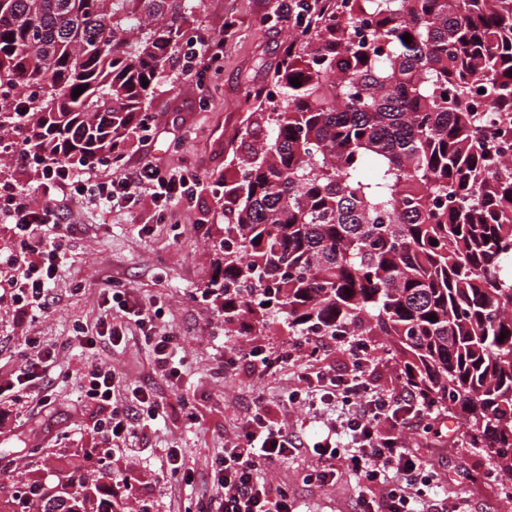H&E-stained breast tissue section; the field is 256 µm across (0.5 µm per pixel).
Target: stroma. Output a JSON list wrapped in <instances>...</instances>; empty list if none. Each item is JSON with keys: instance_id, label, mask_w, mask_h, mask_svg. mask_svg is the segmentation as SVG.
<instances>
[{"instance_id": "1", "label": "stroma", "mask_w": 512, "mask_h": 512, "mask_svg": "<svg viewBox=\"0 0 512 512\" xmlns=\"http://www.w3.org/2000/svg\"><path fill=\"white\" fill-rule=\"evenodd\" d=\"M277 5L278 0H199L195 29L224 41L219 70L205 73L197 84L167 63L147 107L155 124L150 144L141 146L133 134L125 140V154L147 156L167 169L195 167L204 183L195 206L173 209L160 221L148 209L129 214L71 203L69 218L76 229L50 285L49 311L20 324L8 306H0V376L23 368L21 350L28 336L54 349L62 371L47 385L49 404L28 398L21 410L8 406L0 412L1 499L11 498L31 476L44 482L65 472L95 473L98 452L108 446L114 479L132 484L148 512H186L189 502L210 489V462L247 417L255 394L263 395L270 418L285 419L307 448L321 441L327 420L342 414L339 405H287L286 395L296 387L305 360L272 376L246 367L224 371L223 355L238 339L239 325L225 322L204 292L214 272L213 244L224 235V170L290 42L287 29L273 21ZM112 281L144 306L161 307L159 328L180 336L187 358L180 384L194 421H187L175 405L136 437L110 443L100 433L97 422L103 413L81 392L90 358L74 334L80 326L94 329L105 317L101 291ZM93 359L119 375L112 392L115 404H125L132 388L146 382L158 394L169 393L137 326H130L125 344L100 349ZM462 431L461 419L444 414L427 428L409 432L411 446L437 474L435 498L464 500L468 512H512L500 491L499 468L465 447ZM169 448L181 449L193 464L192 487L161 480L159 464ZM307 448L270 472L272 487L287 488L303 512H358L360 488L354 477L342 476L327 487L305 482L314 464Z\"/></svg>"}]
</instances>
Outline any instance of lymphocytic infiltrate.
<instances>
[{
  "mask_svg": "<svg viewBox=\"0 0 512 512\" xmlns=\"http://www.w3.org/2000/svg\"><path fill=\"white\" fill-rule=\"evenodd\" d=\"M223 57V42L203 36L177 52L180 71L189 79L219 68ZM8 163L19 181L34 184L41 196L40 201L29 200L17 183L0 188V222L13 225L20 245L19 255L0 257L5 267L0 280L8 283L14 312L21 318L33 310L44 313L49 309V285L65 258L74 230L66 220L69 202L83 200L93 206H117L131 212L150 208L162 221L173 208L193 207L200 187L196 172L190 168L171 171L149 160L131 161L123 154L115 160L102 159V166H118V173L112 176L98 175L92 167L74 168L56 152L38 161L12 156ZM103 298L120 319L100 320L94 334H82L81 350L91 354L100 345H121L126 338L124 322L133 320L143 328L144 339L151 342L153 364L171 389L164 398L151 387L139 385L130 404L116 406L112 403L116 373L92 365L83 384L85 395L107 406L108 415L101 427L119 438L157 420L167 401L184 410L189 401L176 388L184 365L180 338L157 333L160 310L132 303L129 292L116 286L105 289ZM25 345V365L16 376L0 379V396L18 400L29 397L38 381L56 370L53 352L40 348L36 338H26ZM327 345V338L307 336L271 352L244 337L237 349L225 353L224 369L229 372L250 364L269 373L296 358H306L307 365L298 377L300 387L293 390L292 399L316 393L326 401L339 399L354 407L341 423L349 448L315 443L317 466L306 474V482L327 486L335 484L342 474L357 478L370 493L360 501L361 512H448L447 504L427 497L425 489L432 485V475L402 435L413 420L430 418L431 409L406 387L375 390L367 376L374 355L363 341L352 339L343 344L352 360L348 376L330 374L324 359ZM265 412L263 397H254L250 414L229 448L212 460L209 475L215 494L196 498V512H299L297 502L285 489L268 490V472L292 457L298 443L289 435L287 423L268 420Z\"/></svg>",
  "mask_w": 512,
  "mask_h": 512,
  "instance_id": "lymphocytic-infiltrate-1",
  "label": "lymphocytic infiltrate"
}]
</instances>
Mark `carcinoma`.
<instances>
[{
	"label": "carcinoma",
	"instance_id": "obj_1",
	"mask_svg": "<svg viewBox=\"0 0 512 512\" xmlns=\"http://www.w3.org/2000/svg\"><path fill=\"white\" fill-rule=\"evenodd\" d=\"M195 5L0 0V132L80 166L118 151ZM341 7L316 20L301 4L279 103L252 112L266 132L224 173L222 259L206 289L227 317L259 308L302 336L382 342L401 384L460 417L507 487L512 161L498 144L512 139V0ZM480 89L492 120L473 108ZM110 485V470L91 484L62 475L3 512H50L59 488L112 512Z\"/></svg>",
	"mask_w": 512,
	"mask_h": 512
}]
</instances>
